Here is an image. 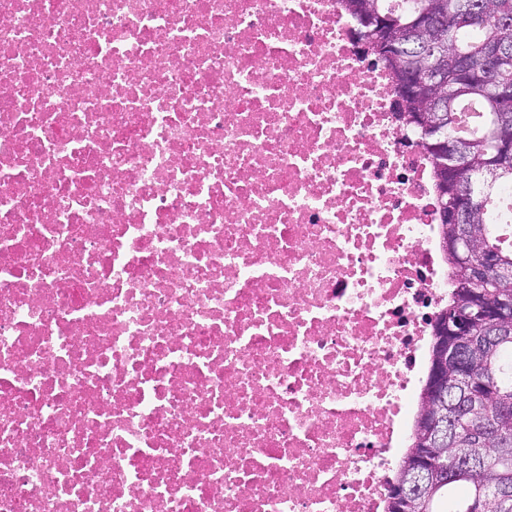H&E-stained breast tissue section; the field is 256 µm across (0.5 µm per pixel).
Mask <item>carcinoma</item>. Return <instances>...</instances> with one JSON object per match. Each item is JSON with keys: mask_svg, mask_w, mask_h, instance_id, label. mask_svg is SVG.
<instances>
[{"mask_svg": "<svg viewBox=\"0 0 512 512\" xmlns=\"http://www.w3.org/2000/svg\"><path fill=\"white\" fill-rule=\"evenodd\" d=\"M363 37L381 64L391 71L395 87L405 86L416 70H432L435 78L419 84L405 105L406 114L431 159L436 187L443 194L444 210L451 211L463 195L471 196L468 222L475 245L495 252L512 267V205L494 196L499 187H512V160L501 162L492 150L494 137L512 139V99L497 97L502 86H512V54L489 65L499 46L512 50V0H408L398 8L390 0H346ZM476 104L483 113L480 132L465 139L471 169L498 173L494 185H481L476 176L456 181L442 175V159L434 150L433 127L457 136L458 105ZM456 228L441 218L442 250L455 288L436 315L441 321L452 311L466 318L465 335H448V349L468 355L469 377L480 381L474 391L448 368L453 397L448 400V421L455 426L448 446L438 449L430 478L432 492L414 495L408 512H512V339L497 345L489 341V324L478 309L500 299L512 301V278L486 275V288L475 296L469 271L458 264L447 245ZM429 386L420 392L418 410L395 479L409 473L414 449L427 438L425 411Z\"/></svg>", "mask_w": 512, "mask_h": 512, "instance_id": "carcinoma-1", "label": "carcinoma"}]
</instances>
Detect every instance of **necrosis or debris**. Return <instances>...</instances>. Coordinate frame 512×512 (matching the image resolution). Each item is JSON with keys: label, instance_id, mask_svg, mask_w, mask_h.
<instances>
[{"label": "necrosis or debris", "instance_id": "necrosis-or-debris-1", "mask_svg": "<svg viewBox=\"0 0 512 512\" xmlns=\"http://www.w3.org/2000/svg\"><path fill=\"white\" fill-rule=\"evenodd\" d=\"M343 0H0V512H382L448 299Z\"/></svg>", "mask_w": 512, "mask_h": 512}]
</instances>
